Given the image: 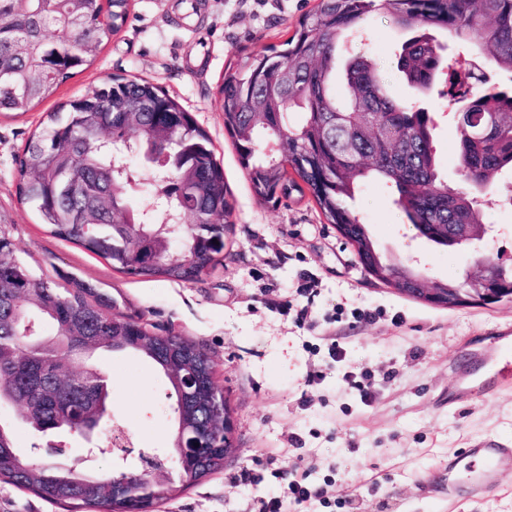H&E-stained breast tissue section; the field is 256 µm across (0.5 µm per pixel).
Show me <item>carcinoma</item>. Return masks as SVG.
<instances>
[{"label":"carcinoma","instance_id":"carcinoma-1","mask_svg":"<svg viewBox=\"0 0 512 512\" xmlns=\"http://www.w3.org/2000/svg\"><path fill=\"white\" fill-rule=\"evenodd\" d=\"M130 7V0H0V114L32 110L86 70L92 53L76 54L75 48L87 39L96 47L111 41ZM376 11L413 33L402 45L399 67L412 88L426 91L444 74L449 101L469 103L473 116H497L490 134L459 132V168L493 182L502 170L512 169V92L489 84L482 71L460 74L453 59L423 33L441 29L476 56L512 71V0H318L283 50L244 54L227 68L215 108L223 113L224 128L259 200L276 203L308 190L326 221L357 244L370 275L391 288H412L400 273L407 265L381 252L369 225L348 206L363 182L373 178L393 188L395 205L419 235L443 246L442 225L482 223L488 201L474 197L469 184L452 188L440 177L429 112L390 96L372 57L342 56L347 39L363 31L362 23ZM282 62L288 66L287 106L268 93ZM338 70L346 85L342 96L336 95ZM475 81L484 85L479 97ZM133 102L154 109L131 112ZM363 105L379 115L383 132H358L355 112ZM172 119L180 133L165 143L164 127ZM285 135L288 161L273 162L260 144ZM345 140L353 144L354 159L365 163L343 164L339 147ZM129 155L139 156L154 177L157 207H132L138 171L127 165ZM17 177L20 199L52 235L122 273L195 283L224 259L227 224L210 223L212 216L227 217L232 210L224 169L208 133L151 80L117 77L60 103L25 143ZM2 224L0 401L19 405L22 419L38 433L68 429L98 394L110 391L99 355L132 350L168 378L176 428L214 419L206 403L181 393L172 375L178 361L189 359L202 389L214 387L213 364L202 344L157 335L128 315H106L93 286L82 281L61 286L19 259ZM174 245L178 260L168 258ZM47 357L59 363V375L50 382L41 376ZM18 459L10 428L0 424V479L45 500L116 512L171 493L164 482L114 492L122 472L111 473L107 484L73 467L31 461L21 467ZM223 468L224 455L208 452L179 469V482L190 487Z\"/></svg>","mask_w":512,"mask_h":512}]
</instances>
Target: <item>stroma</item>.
<instances>
[{
	"label": "stroma",
	"instance_id": "1",
	"mask_svg": "<svg viewBox=\"0 0 512 512\" xmlns=\"http://www.w3.org/2000/svg\"><path fill=\"white\" fill-rule=\"evenodd\" d=\"M317 0H132L128 20L92 56L85 71L23 114L0 115V218L17 256L57 282L96 287L112 313L154 332L202 343L235 422V449L223 470L185 488L170 465L172 491L155 512H255L259 496L282 492L284 472L309 471L323 494L304 512H512V470L489 495L448 500V458L480 442L512 447V386L449 409L464 349L494 347L512 329V303L454 309L399 294L371 277L352 245L327 224L310 195L259 200L239 162L224 117L215 109L225 69L239 55L262 53L289 38ZM354 53L370 54L388 76L391 94L428 108L440 174L458 186L453 105L410 89L396 54L407 35L381 14L366 20ZM159 83L209 135L234 205L224 262L203 281L138 279L118 272L76 244L53 237L17 192V159L48 112L106 78ZM387 255L417 261L430 281L463 277L469 251L417 237L381 182H366L353 203ZM337 343L343 361H333ZM112 414L134 435L117 457L96 438L87 469L100 473L140 465L139 452L169 454L173 420L163 373L145 356L108 352ZM366 375L369 399L343 380ZM21 456L78 465L82 438L54 444L22 420L18 406H0Z\"/></svg>",
	"mask_w": 512,
	"mask_h": 512
}]
</instances>
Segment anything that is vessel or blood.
Segmentation results:
<instances>
[{"label":"vessel or blood","mask_w":512,"mask_h":512,"mask_svg":"<svg viewBox=\"0 0 512 512\" xmlns=\"http://www.w3.org/2000/svg\"><path fill=\"white\" fill-rule=\"evenodd\" d=\"M512 377V346L503 347L481 360H469L462 371V379L448 401L453 405L470 399L472 395H491ZM512 470V448H463L448 462V497L478 499L490 492L495 476Z\"/></svg>","instance_id":"obj_1"}]
</instances>
